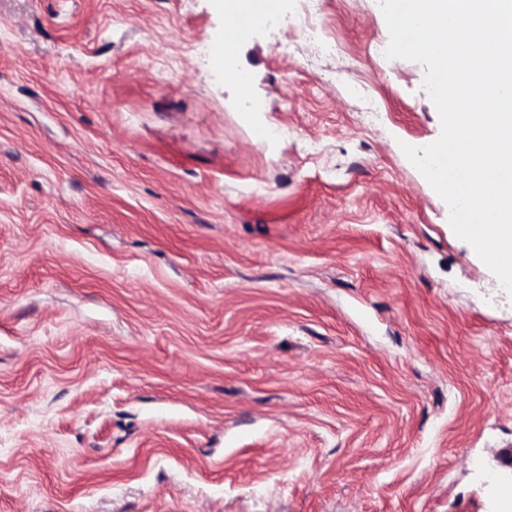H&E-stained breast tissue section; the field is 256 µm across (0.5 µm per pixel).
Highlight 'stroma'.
Wrapping results in <instances>:
<instances>
[{
	"instance_id": "stroma-1",
	"label": "stroma",
	"mask_w": 512,
	"mask_h": 512,
	"mask_svg": "<svg viewBox=\"0 0 512 512\" xmlns=\"http://www.w3.org/2000/svg\"><path fill=\"white\" fill-rule=\"evenodd\" d=\"M318 23L226 67L217 0H0V512H497L512 293L378 0Z\"/></svg>"
}]
</instances>
